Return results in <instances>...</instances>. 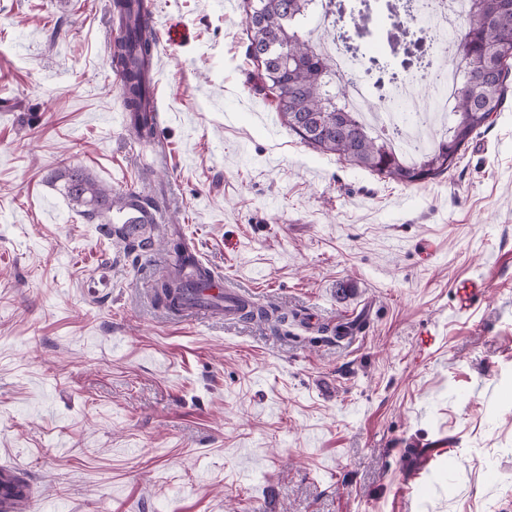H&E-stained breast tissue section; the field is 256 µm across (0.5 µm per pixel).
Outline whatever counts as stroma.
I'll return each instance as SVG.
<instances>
[{
  "label": "stroma",
  "instance_id": "35a3bbf8",
  "mask_svg": "<svg viewBox=\"0 0 512 512\" xmlns=\"http://www.w3.org/2000/svg\"><path fill=\"white\" fill-rule=\"evenodd\" d=\"M153 2L159 149L129 131L112 0H0V468L23 512H512V74L448 172L402 186L288 130L244 0ZM325 2L389 103L427 22ZM65 165L152 200V264L68 203ZM177 231L287 321L155 306Z\"/></svg>",
  "mask_w": 512,
  "mask_h": 512
}]
</instances>
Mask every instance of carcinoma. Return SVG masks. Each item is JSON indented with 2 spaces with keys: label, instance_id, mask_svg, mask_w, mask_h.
Instances as JSON below:
<instances>
[{
  "label": "carcinoma",
  "instance_id": "obj_1",
  "mask_svg": "<svg viewBox=\"0 0 512 512\" xmlns=\"http://www.w3.org/2000/svg\"><path fill=\"white\" fill-rule=\"evenodd\" d=\"M311 0H251L249 9L261 21H246L249 57L261 66L258 76L275 97L276 112L304 143L336 154L404 186L437 177L453 165L473 133L501 107L505 79L512 62V0H472L456 39L466 42L467 61L460 62L464 81L459 88L448 138L405 164L383 141L373 137L358 116L341 108V92L327 86L325 59L309 46L298 25ZM116 35L110 41L112 70L120 80L122 102L130 113V130L139 140L154 135L150 71L157 51L151 0H112ZM60 191L93 224L105 226L131 252L152 249L143 236L154 223L151 204L137 193H114L86 170L65 167L50 176ZM172 263L152 285L154 303L178 317L193 307L224 313L222 300L203 294L213 272L183 239L166 242Z\"/></svg>",
  "mask_w": 512,
  "mask_h": 512
}]
</instances>
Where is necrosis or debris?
Instances as JSON below:
<instances>
[{
	"mask_svg": "<svg viewBox=\"0 0 512 512\" xmlns=\"http://www.w3.org/2000/svg\"><path fill=\"white\" fill-rule=\"evenodd\" d=\"M432 2L427 21L439 47L432 63L438 68L441 79L435 83V95L426 106L413 108L409 113L391 111L370 102L357 77L356 64L346 56L337 40L327 36L321 10L312 12L306 26L311 44L327 59L331 78L343 91L342 107L356 113L372 135L384 138L394 153L411 164L448 134V122L461 83V72L448 49L457 21L471 8V0Z\"/></svg>",
	"mask_w": 512,
	"mask_h": 512,
	"instance_id": "1",
	"label": "necrosis or debris"
}]
</instances>
